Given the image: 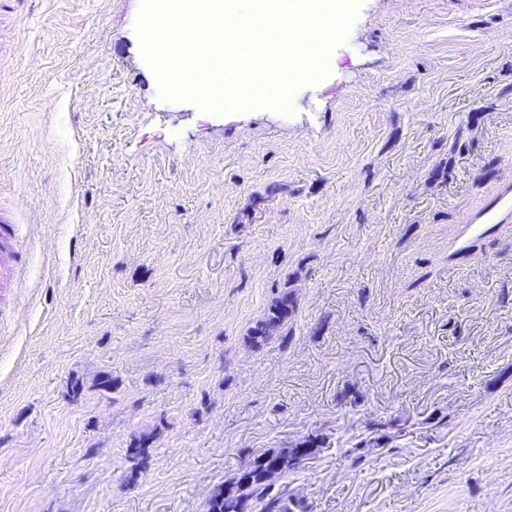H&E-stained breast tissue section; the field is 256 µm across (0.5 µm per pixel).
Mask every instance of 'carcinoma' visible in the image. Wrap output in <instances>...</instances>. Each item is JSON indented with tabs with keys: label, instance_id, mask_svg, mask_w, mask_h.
Listing matches in <instances>:
<instances>
[{
	"label": "carcinoma",
	"instance_id": "obj_1",
	"mask_svg": "<svg viewBox=\"0 0 512 512\" xmlns=\"http://www.w3.org/2000/svg\"><path fill=\"white\" fill-rule=\"evenodd\" d=\"M295 311V302L284 295L269 306L266 318L252 328L253 338L264 340L273 331L282 328ZM275 463L283 465L287 471L295 469L291 464L290 450L267 451L265 455H253L247 465L252 468V480L242 483L236 479L219 491L221 500L208 501L207 512H295L288 500L278 493H272V487L263 482V468Z\"/></svg>",
	"mask_w": 512,
	"mask_h": 512
}]
</instances>
